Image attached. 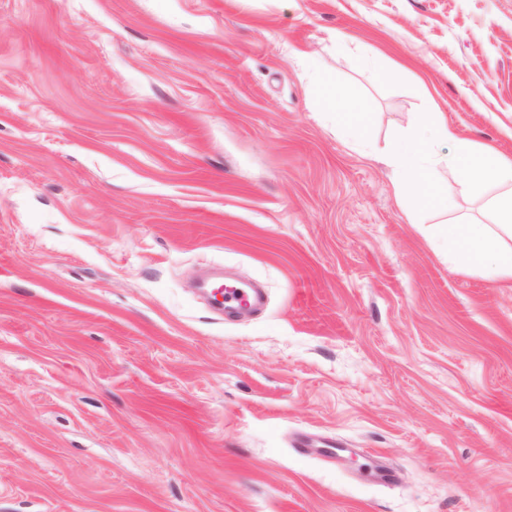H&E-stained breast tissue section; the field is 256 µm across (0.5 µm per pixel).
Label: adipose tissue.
Instances as JSON below:
<instances>
[{"instance_id":"1","label":"adipose tissue","mask_w":512,"mask_h":512,"mask_svg":"<svg viewBox=\"0 0 512 512\" xmlns=\"http://www.w3.org/2000/svg\"><path fill=\"white\" fill-rule=\"evenodd\" d=\"M436 142L456 145L457 154L434 156ZM386 159L396 174L394 193L409 214L423 206L429 189L442 187L448 168L460 169L469 193L485 197L491 221L443 226L438 237L446 258L492 283L512 284V157L490 144L460 140L442 113L431 112L392 142Z\"/></svg>"}]
</instances>
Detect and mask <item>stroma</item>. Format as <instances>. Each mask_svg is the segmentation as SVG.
<instances>
[{
  "instance_id": "obj_1",
  "label": "stroma",
  "mask_w": 512,
  "mask_h": 512,
  "mask_svg": "<svg viewBox=\"0 0 512 512\" xmlns=\"http://www.w3.org/2000/svg\"><path fill=\"white\" fill-rule=\"evenodd\" d=\"M422 112L512 155V0H0V512H512V285L441 255L459 179L395 197ZM310 94L314 98L321 97L326 100L334 111L336 108L341 109L345 103L344 94L336 84L316 80L310 87ZM221 292H218L224 301V307L251 305L254 294L250 288L224 282Z\"/></svg>"
}]
</instances>
